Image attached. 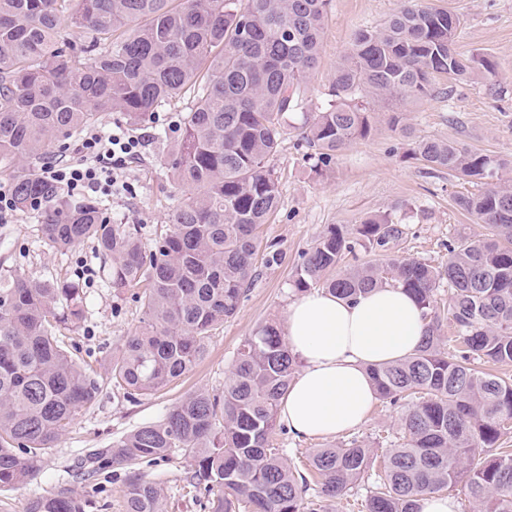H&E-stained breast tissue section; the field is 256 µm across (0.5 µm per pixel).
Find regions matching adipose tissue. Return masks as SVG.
<instances>
[{
	"instance_id": "1",
	"label": "adipose tissue",
	"mask_w": 512,
	"mask_h": 512,
	"mask_svg": "<svg viewBox=\"0 0 512 512\" xmlns=\"http://www.w3.org/2000/svg\"><path fill=\"white\" fill-rule=\"evenodd\" d=\"M425 320L413 296L377 288L349 302L324 291L288 306L285 336L301 366L278 415L300 437L340 434L360 424L377 397L369 368L413 353Z\"/></svg>"
}]
</instances>
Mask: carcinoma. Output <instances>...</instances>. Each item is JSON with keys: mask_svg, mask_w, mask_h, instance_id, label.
<instances>
[{"mask_svg": "<svg viewBox=\"0 0 512 512\" xmlns=\"http://www.w3.org/2000/svg\"><path fill=\"white\" fill-rule=\"evenodd\" d=\"M329 2L0 0V164L20 166L17 208L38 212L48 246L92 241L110 262V287L141 303V325L104 363L128 401L192 371L213 331L236 314L252 282L256 230L280 203L267 162L283 134L298 132L306 158L326 166L377 128L379 113L365 99H419L438 78L451 90L494 73L489 58L455 50L457 14L404 0L383 24L355 33L327 99L310 112ZM67 27L83 38H65ZM173 100L185 107L167 165L183 195L150 244L107 219L101 201L42 176L57 145L99 113L140 123ZM415 153L484 183L458 203L485 235L457 234L440 269L400 257L339 272L356 247L386 254L409 228L386 214L352 228L330 224L292 275L298 293L320 288L355 301L389 286L423 309L427 328L415 352L370 368L379 398L405 410L400 443L382 467L356 437L315 450L303 468L273 446L298 360L271 321L241 341L222 392H193L112 447L91 449L84 473L189 458L187 486L217 494L212 512H326L324 502L361 491L364 512H418V495L460 484L477 512H512V186L491 183L504 163L456 142L419 139ZM444 281L445 314L436 297ZM84 318L75 282L23 274L0 282V488L30 481L44 450L98 400L99 381L63 341L62 331ZM446 319L455 331L448 338ZM30 512H85V502L61 489ZM126 512H164L157 489L135 474Z\"/></svg>", "mask_w": 512, "mask_h": 512, "instance_id": "1", "label": "carcinoma"}]
</instances>
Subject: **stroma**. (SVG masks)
<instances>
[{"mask_svg": "<svg viewBox=\"0 0 512 512\" xmlns=\"http://www.w3.org/2000/svg\"><path fill=\"white\" fill-rule=\"evenodd\" d=\"M401 3L331 0L314 79V102L322 101L355 32L381 24ZM431 3L462 18L456 49L468 56L490 57L496 64L492 79L476 78L454 88L440 79L427 97L374 101L381 118L376 130L320 169L304 159L305 149L297 135H286L268 161L279 183V208L257 230L260 248L249 291L237 313L212 335L207 357L176 383L132 403L113 390L110 379H103L97 403L74 419L56 447L44 451L36 475L25 485L0 490V512H29L35 498L53 494L64 485L85 501L86 512H126L128 468L115 465L81 480L78 466L87 450L111 447L123 434L159 419L189 393L223 390L241 340L265 322H285L288 306L297 297L290 282L292 271L301 252L327 225L351 226L371 216L390 215L410 228L396 255L436 268L448 260L449 238L460 232L482 234V224L456 204L458 196L479 192V185L430 168L415 155L411 140L392 130L388 119L392 113H405L416 136L451 140L503 161L499 175L512 183V0ZM490 81L499 86L498 97L488 94ZM179 117L175 108L160 112L158 134L148 154L123 174L129 189L104 199L112 223L138 225L147 242L169 225L180 195L166 165L179 135L168 122ZM272 249L278 259L269 263L265 257ZM103 269L93 243L64 251L48 247L35 213L19 211L10 223L0 224V279L24 274L81 284L85 319L78 330L67 333L66 340L78 347L82 362L95 367L104 356L120 350L142 316L141 305L132 296L108 288ZM402 415V407L375 401L365 421L351 434L385 452L401 433ZM190 470V461L184 459L138 468L142 480L159 491L165 512H211L207 498L189 493L186 477Z\"/></svg>", "mask_w": 512, "mask_h": 512, "instance_id": "1", "label": "stroma"}]
</instances>
